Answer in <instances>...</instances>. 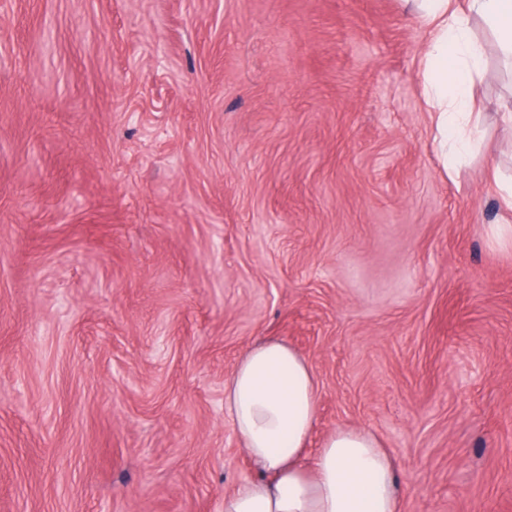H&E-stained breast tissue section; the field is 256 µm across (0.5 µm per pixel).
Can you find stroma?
Returning a JSON list of instances; mask_svg holds the SVG:
<instances>
[{
  "label": "stroma",
  "mask_w": 512,
  "mask_h": 512,
  "mask_svg": "<svg viewBox=\"0 0 512 512\" xmlns=\"http://www.w3.org/2000/svg\"><path fill=\"white\" fill-rule=\"evenodd\" d=\"M402 0H0V512H222L275 337L404 512H512L495 45L448 177Z\"/></svg>",
  "instance_id": "35a3bbf8"
}]
</instances>
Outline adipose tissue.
<instances>
[{
    "instance_id": "adipose-tissue-1",
    "label": "adipose tissue",
    "mask_w": 512,
    "mask_h": 512,
    "mask_svg": "<svg viewBox=\"0 0 512 512\" xmlns=\"http://www.w3.org/2000/svg\"><path fill=\"white\" fill-rule=\"evenodd\" d=\"M405 2L431 33L425 101L444 140L467 154L480 119L481 35L512 59V0ZM224 409L256 470L225 494L224 512H402L395 463L371 431L339 428L309 451L316 375L288 344L265 338L248 348L224 381Z\"/></svg>"
}]
</instances>
